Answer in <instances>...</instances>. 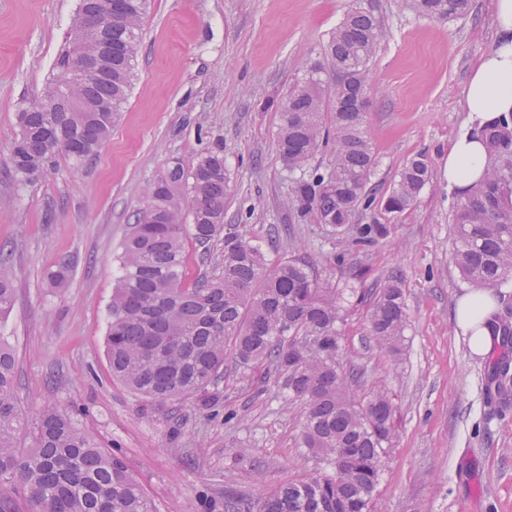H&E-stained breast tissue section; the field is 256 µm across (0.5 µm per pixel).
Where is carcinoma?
<instances>
[{"mask_svg":"<svg viewBox=\"0 0 512 512\" xmlns=\"http://www.w3.org/2000/svg\"><path fill=\"white\" fill-rule=\"evenodd\" d=\"M439 20L468 16L472 0H400ZM112 22V66L102 79L73 84L80 57L99 46L69 36L45 91L90 108L44 112L22 103L9 168L22 181L63 158L80 165L100 153L128 101L149 0H124ZM381 36L377 17L357 7L336 25L325 62L310 67L279 107L278 145L299 217L340 244L360 249L385 239L410 214L430 183L425 157L407 160L384 196L371 178L378 167L368 131L369 66ZM489 154L486 178L461 193L452 216L454 260L463 279L498 292L512 281V114L480 130ZM330 148L322 163L317 154ZM229 180L224 154L207 150L187 163L175 157L146 188L147 204L127 233L121 271L108 308L112 377L155 402L203 396L224 369L264 370L300 403L299 447L318 470L252 501L226 497L210 512H371L385 449L394 439L395 407L382 389L360 392L361 370L342 352L341 302L368 307L369 335L392 353L407 326L401 271L376 288L342 290L318 278L313 264L288 254L273 259L235 224L224 223ZM364 217L366 223L356 219ZM224 239L221 271L188 278L187 243ZM0 319L15 288L1 269ZM508 359L493 364L498 390L512 391ZM16 360L0 344V512H158L123 459L102 447L53 401L18 443L24 418L15 395Z\"/></svg>","mask_w":512,"mask_h":512,"instance_id":"1","label":"carcinoma"}]
</instances>
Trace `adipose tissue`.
<instances>
[{
    "instance_id": "1",
    "label": "adipose tissue",
    "mask_w": 512,
    "mask_h": 512,
    "mask_svg": "<svg viewBox=\"0 0 512 512\" xmlns=\"http://www.w3.org/2000/svg\"><path fill=\"white\" fill-rule=\"evenodd\" d=\"M496 25L494 48L481 58L462 92L463 108L474 116V129L455 139L448 149V182L462 190L478 183L488 164L478 127L512 112V0H496ZM494 306V296L488 291L466 293L456 304L457 326L467 334L476 354H487L493 346L490 318Z\"/></svg>"
}]
</instances>
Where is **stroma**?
<instances>
[{"mask_svg": "<svg viewBox=\"0 0 512 512\" xmlns=\"http://www.w3.org/2000/svg\"><path fill=\"white\" fill-rule=\"evenodd\" d=\"M373 10L382 36L370 70L369 128L389 191L401 166L425 154L433 181L408 216L371 251L335 247L287 202L278 105L353 7ZM79 0H0V250L16 288L0 337L17 365L15 393L34 417L53 400L118 454L159 512H205L231 491L250 499L313 472L298 448L301 420L273 381L227 371L200 401L150 402L113 380L108 305L146 186L174 157L221 148L231 175L224 221L261 245L293 241L320 278L368 288L405 276L407 330L399 354L373 346L365 307L341 327L345 357L365 389H385L395 439L382 461L372 512H512V407L487 403L496 343L472 353L455 322L472 290L454 263L448 148L469 125L462 91L496 40L495 0H473L463 19L435 20L398 0H150L128 102L98 157L60 164L32 182L9 172L15 109L35 101L76 21ZM62 287L48 279L61 262Z\"/></svg>", "mask_w": 512, "mask_h": 512, "instance_id": "obj_1", "label": "stroma"}]
</instances>
